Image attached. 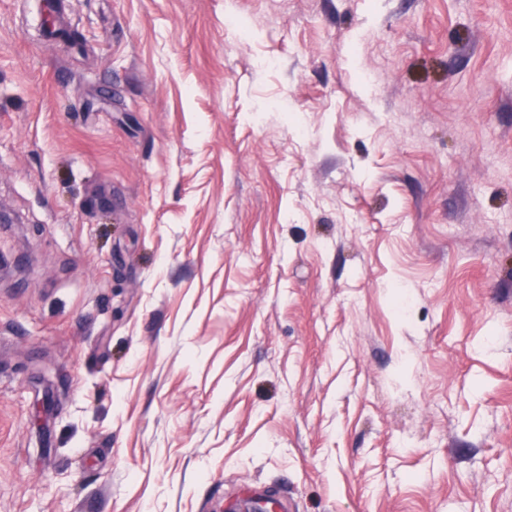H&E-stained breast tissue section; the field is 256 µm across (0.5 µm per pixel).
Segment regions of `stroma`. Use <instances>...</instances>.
<instances>
[{
	"label": "stroma",
	"mask_w": 512,
	"mask_h": 512,
	"mask_svg": "<svg viewBox=\"0 0 512 512\" xmlns=\"http://www.w3.org/2000/svg\"><path fill=\"white\" fill-rule=\"evenodd\" d=\"M0 0V512H512V0Z\"/></svg>",
	"instance_id": "35a3bbf8"
}]
</instances>
